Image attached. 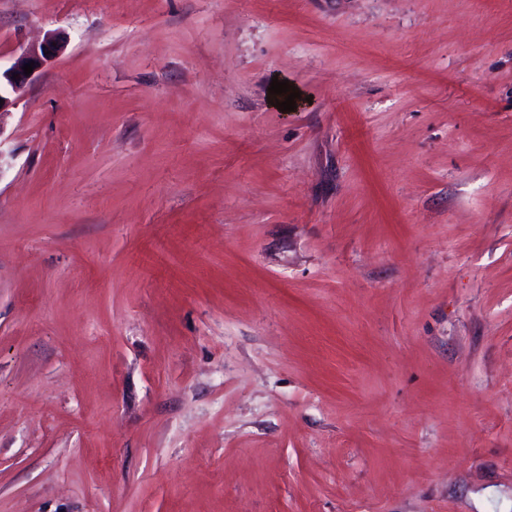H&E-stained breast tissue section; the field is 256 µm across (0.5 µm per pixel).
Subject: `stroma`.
<instances>
[{"instance_id": "stroma-1", "label": "stroma", "mask_w": 512, "mask_h": 512, "mask_svg": "<svg viewBox=\"0 0 512 512\" xmlns=\"http://www.w3.org/2000/svg\"><path fill=\"white\" fill-rule=\"evenodd\" d=\"M50 34L0 512H512V0H0Z\"/></svg>"}]
</instances>
